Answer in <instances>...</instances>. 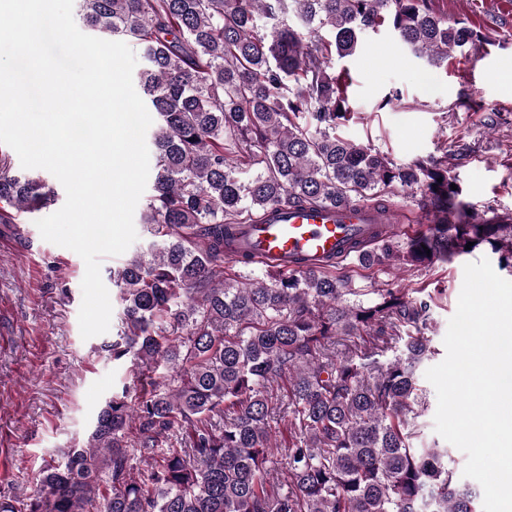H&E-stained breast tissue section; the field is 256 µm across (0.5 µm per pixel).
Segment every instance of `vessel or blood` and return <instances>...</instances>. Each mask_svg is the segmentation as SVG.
Segmentation results:
<instances>
[{"label":"vessel or blood","instance_id":"vessel-or-blood-1","mask_svg":"<svg viewBox=\"0 0 512 512\" xmlns=\"http://www.w3.org/2000/svg\"><path fill=\"white\" fill-rule=\"evenodd\" d=\"M389 221L388 215L370 208L311 212L284 207L275 220L252 227L249 243L263 257L314 254L342 259L347 255V238L370 239L378 225Z\"/></svg>","mask_w":512,"mask_h":512}]
</instances>
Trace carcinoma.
I'll return each instance as SVG.
<instances>
[{"instance_id": "cac0c4a2", "label": "carcinoma", "mask_w": 512, "mask_h": 512, "mask_svg": "<svg viewBox=\"0 0 512 512\" xmlns=\"http://www.w3.org/2000/svg\"><path fill=\"white\" fill-rule=\"evenodd\" d=\"M79 16L139 46L135 81L156 114L140 213L152 241L112 270L109 351L131 359L135 383L0 512H477L448 449L419 441L431 293L367 300L334 258L282 272L232 248L273 207L389 213L394 189L417 188L437 222L406 239L382 225L349 257L386 273L485 249L512 273V213H468L448 152L397 165L336 133L349 77L331 62L364 33L387 25L440 68L476 30L428 0H80ZM54 201L0 146V224Z\"/></svg>"}]
</instances>
